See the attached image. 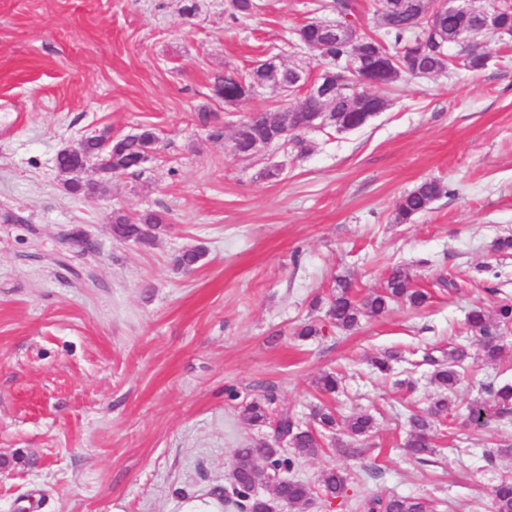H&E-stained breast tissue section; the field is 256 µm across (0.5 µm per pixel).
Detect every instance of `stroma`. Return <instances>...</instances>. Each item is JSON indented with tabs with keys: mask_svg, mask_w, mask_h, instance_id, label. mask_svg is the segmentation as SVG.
<instances>
[{
	"mask_svg": "<svg viewBox=\"0 0 512 512\" xmlns=\"http://www.w3.org/2000/svg\"><path fill=\"white\" fill-rule=\"evenodd\" d=\"M257 2L235 22L224 0H199L191 17L184 0H0V114L24 117L0 127V512H222L213 491L235 449L268 433L242 421L239 403L270 393L308 422L318 378L336 370L337 411L375 426L358 440L336 431L303 460L295 479L313 485L328 468L352 479L343 504L317 495L305 512H356L371 495L493 512L490 488L512 458L491 467L484 456L512 443V420L476 429L462 409L436 425L442 452L425 463L403 441L437 392L424 350L466 345L462 406L482 383L512 385V360L485 363L465 330L471 307L512 297V257L492 250L512 233V47L479 72L398 82L365 126L311 131L306 156L267 147L243 159L235 122L295 100L269 87L231 107L215 76L275 55L319 70L284 46L317 0ZM203 110L227 139H210ZM141 127L160 137L142 176L102 195L66 192L55 167L65 144ZM272 166L280 178L263 179ZM431 178L448 194L395 223L396 201ZM116 209L162 211L166 225L152 246L118 242ZM73 228L95 251L70 250ZM196 245L201 265L177 269L175 254ZM395 265L430 290L426 307L399 301L352 331L297 337L322 319L310 304L336 277L362 300ZM440 272L456 288L435 287ZM391 347L406 362L374 374L372 357Z\"/></svg>",
	"mask_w": 512,
	"mask_h": 512,
	"instance_id": "35a3bbf8",
	"label": "stroma"
}]
</instances>
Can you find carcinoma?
Returning a JSON list of instances; mask_svg holds the SVG:
<instances>
[{
  "mask_svg": "<svg viewBox=\"0 0 512 512\" xmlns=\"http://www.w3.org/2000/svg\"><path fill=\"white\" fill-rule=\"evenodd\" d=\"M258 9L256 0H227L224 11L232 20L253 15ZM318 9L336 15V21L345 24L349 30L340 35L336 28L320 26L307 22L292 33V48H311L320 57H327L344 69L343 81L330 98L328 125L338 130H352L366 124L364 121L367 106L364 102V86L374 85L389 89L405 77H425L448 69L452 56L448 48L454 44L459 33L460 19L453 13H440L435 10L432 0H412L406 13L387 9L381 0H374L375 13L380 19L383 32L381 41L370 35L359 33V21L354 0H319ZM353 54L360 57L361 70L347 69V60ZM462 65L470 70L485 68V54L474 49L461 50ZM288 68L270 75L260 74L251 69L244 73L236 70L218 75L214 79L216 95L228 105H237L257 94L258 83L264 81L276 84L284 89L288 84ZM323 103L303 97L290 111L280 107L255 112L246 118L242 125L245 138L235 140L232 150L242 157L253 155L251 146L259 141L271 142V145L289 147L302 156L310 151L309 140L305 137L304 126L310 114L319 111ZM295 129V132L283 140H270L271 133L277 129ZM159 146L155 131L143 127L131 137L118 138L112 145L104 148L99 139L89 137L84 141L83 151L97 165L108 167L112 176L142 175L141 159L147 150ZM58 170L72 183L70 192L74 196L83 195L80 179L69 176L75 168V157L66 150L56 155ZM448 193L444 184L436 180L420 183L415 189L402 196L394 209V221L397 224L409 222L416 215L428 210L441 195ZM166 223L163 211H146L138 215L125 214L119 210L112 212V238L119 242H134L150 246L156 235L143 231V225L162 227ZM206 255L205 248L193 247L175 256L174 264L182 270L198 266ZM429 299V293L412 286L410 271L404 266L392 267L386 278L385 287L372 294L361 304L352 298L350 283L344 278L336 279V288L325 304L323 319L305 323L298 336H320L326 329L351 331L355 329L361 317L384 313L389 305L397 300L409 303L420 309ZM512 324V300L502 299L489 315L482 307L472 309L467 316V331L481 345L482 356L494 363L506 354L502 343L501 327ZM468 358L466 348L454 346L447 353L435 357L430 353L423 356L422 364L432 368L431 380L441 391L431 402L425 413H413L408 417V433L404 441L408 456L424 462L426 457L438 452L432 433L433 420L446 419L455 407L454 392L462 380L459 371L461 363ZM401 359L397 351H388L372 359L371 365L379 373L391 370L392 363ZM480 390L490 400L475 399L469 406V418L472 423L482 426L489 405L497 407V414L506 418L512 415V385L495 386L483 383ZM273 395L254 400L241 406L240 417L251 425L273 423L272 436L250 446L235 449V462L229 473L228 487L224 488V501L247 509V512H274L276 503L288 505L291 512H302L311 501L312 488L290 475L298 469L302 459L317 453L322 447L321 436L343 428L351 437H363L374 428L373 417L367 414H353L338 417L326 406H317L312 413L313 427L308 428L288 414L279 413L276 418L272 405ZM288 441V448L276 447V441ZM263 486L273 487L275 498L267 499L258 495L257 489ZM318 489L322 498L335 500L345 498L349 490L348 474L341 469H327L318 477ZM495 512H512V476H503L492 488ZM363 512H434V508L414 496H393L381 498L372 496L360 502Z\"/></svg>",
  "mask_w": 512,
  "mask_h": 512,
  "instance_id": "1",
  "label": "carcinoma"
}]
</instances>
